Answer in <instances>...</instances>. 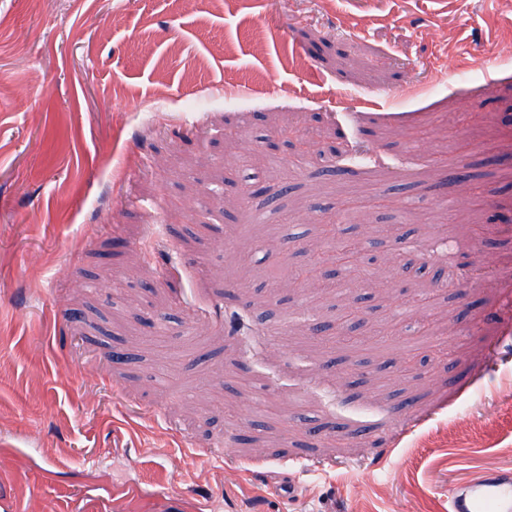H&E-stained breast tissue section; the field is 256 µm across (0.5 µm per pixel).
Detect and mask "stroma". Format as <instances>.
I'll use <instances>...</instances> for the list:
<instances>
[{
    "label": "stroma",
    "mask_w": 512,
    "mask_h": 512,
    "mask_svg": "<svg viewBox=\"0 0 512 512\" xmlns=\"http://www.w3.org/2000/svg\"><path fill=\"white\" fill-rule=\"evenodd\" d=\"M283 126L310 156H273ZM335 147L360 153L338 179ZM325 224L365 283H290ZM406 234L486 277L415 276ZM421 296L426 334L379 340ZM351 306L354 352L299 316ZM212 419L249 444L187 427ZM489 470L512 471L507 0H0V512H448Z\"/></svg>",
    "instance_id": "1"
}]
</instances>
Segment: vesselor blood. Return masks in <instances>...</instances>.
<instances>
[{"instance_id": "vessel-or-blood-1", "label": "vessel or blood", "mask_w": 512, "mask_h": 512, "mask_svg": "<svg viewBox=\"0 0 512 512\" xmlns=\"http://www.w3.org/2000/svg\"><path fill=\"white\" fill-rule=\"evenodd\" d=\"M450 512H512V471H491L454 489Z\"/></svg>"}]
</instances>
